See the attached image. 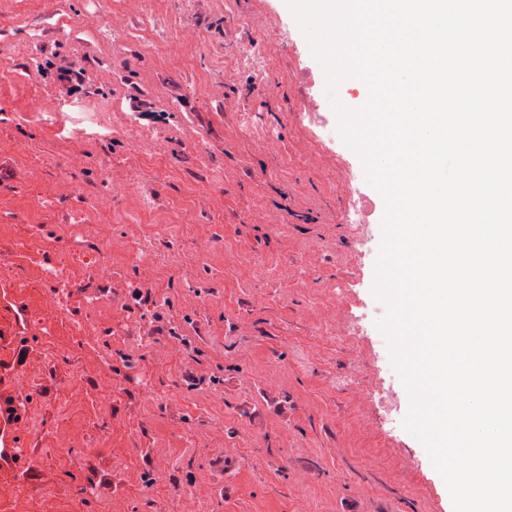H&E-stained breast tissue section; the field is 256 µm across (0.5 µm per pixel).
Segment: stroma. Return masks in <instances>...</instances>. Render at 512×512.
<instances>
[{
	"label": "stroma",
	"instance_id": "1",
	"mask_svg": "<svg viewBox=\"0 0 512 512\" xmlns=\"http://www.w3.org/2000/svg\"><path fill=\"white\" fill-rule=\"evenodd\" d=\"M258 12L283 39L249 27ZM292 16L287 0H0V114L35 97L53 110L52 68L84 70L62 127L0 121V252L37 231L42 266L64 269L74 298L15 342L31 388L23 439L39 451L10 512H40L48 494L56 512H454L423 444L363 393L373 379L410 407L387 338L322 333L337 305L379 306L334 185L351 177L373 201L375 248L385 204L358 154L326 136L337 112L297 109L300 74L326 73ZM184 31L200 41L168 54ZM138 91L165 116L141 117L144 150L121 132ZM139 244L179 256L178 270ZM26 276L0 307L34 318L49 283ZM81 320L90 335H71Z\"/></svg>",
	"mask_w": 512,
	"mask_h": 512
}]
</instances>
